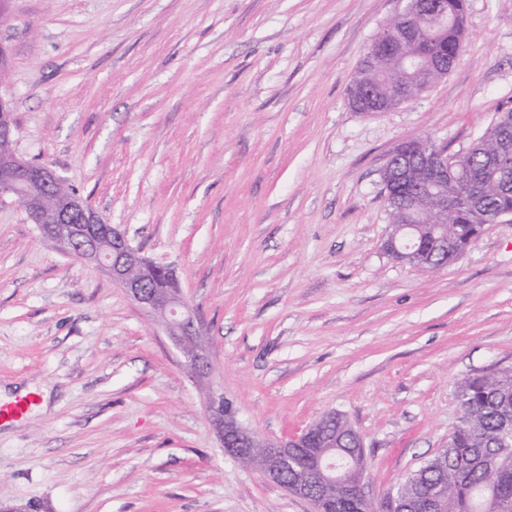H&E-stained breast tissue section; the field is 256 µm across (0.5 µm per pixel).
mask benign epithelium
Listing matches in <instances>:
<instances>
[{"label":"benign epithelium","instance_id":"7a95c632","mask_svg":"<svg viewBox=\"0 0 512 512\" xmlns=\"http://www.w3.org/2000/svg\"><path fill=\"white\" fill-rule=\"evenodd\" d=\"M397 70L414 76L411 83L391 82L399 92V102L412 100L417 86L429 80L433 67L425 60L407 54L397 57ZM14 122L10 101L0 96V144L10 150L0 154V200L9 197L17 202L40 234L61 253L83 263L93 264L108 275L112 284L122 288L130 299L163 328L172 344L186 358V369L204 384L211 372L209 343L202 325L184 299L179 282L168 288H152L147 276L153 272H170L171 267L152 260L134 247L124 232L105 221L79 192L59 191L65 179L47 165L34 164L11 149ZM454 155L442 149L424 146L412 152L404 143L390 153L381 170L384 199L413 181L415 169L423 170L421 194L429 202L422 207L419 198L404 204L405 222L396 225L385 241L384 249L395 260L411 264L418 255L421 228L431 226L434 245H448V181L455 178ZM206 415L224 454L236 459L251 456L263 464L262 474L285 487L295 497L308 501L314 512H325L324 500L314 487L323 488L341 482L346 464L333 454L335 447L309 451V431L281 438H261L245 426L238 411L224 402V392L208 388ZM382 499L356 485V512H376Z\"/></svg>","mask_w":512,"mask_h":512}]
</instances>
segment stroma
I'll return each instance as SVG.
<instances>
[{
	"label": "stroma",
	"instance_id": "stroma-1",
	"mask_svg": "<svg viewBox=\"0 0 512 512\" xmlns=\"http://www.w3.org/2000/svg\"><path fill=\"white\" fill-rule=\"evenodd\" d=\"M404 0H5L15 151L173 267L212 382L263 437L327 411L383 497L448 443L462 378L512 366V222L426 275L383 249L400 142L468 150L512 109V0H467L464 56L379 113L348 87ZM0 502L29 512H312L225 456L157 322L0 200Z\"/></svg>",
	"mask_w": 512,
	"mask_h": 512
}]
</instances>
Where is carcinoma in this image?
I'll return each instance as SVG.
<instances>
[{"label": "carcinoma", "instance_id": "cac0c4a2", "mask_svg": "<svg viewBox=\"0 0 512 512\" xmlns=\"http://www.w3.org/2000/svg\"><path fill=\"white\" fill-rule=\"evenodd\" d=\"M444 18L432 23L420 40L403 45L406 52L417 53L431 61L437 59L453 68L465 51L462 39L465 0H438ZM392 72L391 59L384 55L366 65V78L372 89L383 94ZM504 133L493 118L468 151L456 155L462 176L471 177L483 189L480 207L467 203L472 188L469 182L448 183V254L439 253L432 260L416 265L422 273H433L460 256L476 240L481 224L493 223L494 212L512 209V191L504 189L503 177L512 183V164L503 171L487 164L497 150V137ZM456 399L460 416L453 426L448 447L442 449L443 460L430 458L411 472L402 486V499L411 509H422L433 497L438 498L439 512H484L490 499L503 505L499 512H512V444L503 445L505 430L512 431V368L465 377L457 382ZM324 434L336 438L339 448L354 445V433L347 419L336 414L326 420ZM364 469L352 471L340 484L325 490L326 497L348 510L353 508L351 488Z\"/></svg>", "mask_w": 512, "mask_h": 512}]
</instances>
